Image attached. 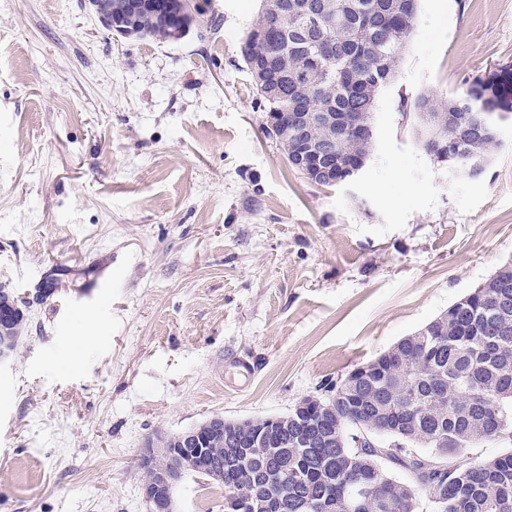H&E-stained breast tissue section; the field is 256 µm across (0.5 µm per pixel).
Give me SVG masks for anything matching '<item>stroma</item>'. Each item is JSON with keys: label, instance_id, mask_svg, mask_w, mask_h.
Returning a JSON list of instances; mask_svg holds the SVG:
<instances>
[{"label": "stroma", "instance_id": "stroma-1", "mask_svg": "<svg viewBox=\"0 0 512 512\" xmlns=\"http://www.w3.org/2000/svg\"><path fill=\"white\" fill-rule=\"evenodd\" d=\"M190 2L217 34L0 0V288L62 280L0 364V512H152L156 432L285 414L512 260V115L460 178L411 109L512 63V0H420L367 165L331 187L265 131L240 55L260 0ZM173 510L224 512V487L186 473ZM131 31L128 35H137L142 38H155L164 40L165 42H178L175 41L172 35L166 29L154 25L146 16H141L139 22L134 27L131 26Z\"/></svg>", "mask_w": 512, "mask_h": 512}]
</instances>
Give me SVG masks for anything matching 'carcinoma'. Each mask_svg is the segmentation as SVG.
<instances>
[{"mask_svg":"<svg viewBox=\"0 0 512 512\" xmlns=\"http://www.w3.org/2000/svg\"><path fill=\"white\" fill-rule=\"evenodd\" d=\"M262 9L240 46L248 71L264 61L280 78L255 86L263 112L318 115L373 113L379 91L394 77L400 41L409 37L418 0H261ZM173 41L166 29L141 16L129 31ZM414 114L454 113L437 130L444 156L485 149L472 112L489 121L512 112V64L464 83L445 97L419 95ZM373 139H342L317 163L335 174L321 186L347 182L369 158ZM10 317L0 342L18 345L26 316L10 296ZM430 333L405 336L356 366L326 394L307 398L264 433L240 432L246 466L224 465V512H420L402 471L433 490L429 512H512V450L465 466L450 459L493 440L512 438V263L428 323ZM403 406H391L394 400ZM336 438L333 448L304 446L314 430ZM278 448L276 465L265 451ZM416 448H426L420 455ZM367 487L370 497L351 504Z\"/></svg>","mask_w":512,"mask_h":512,"instance_id":"cac0c4a2","label":"carcinoma"}]
</instances>
